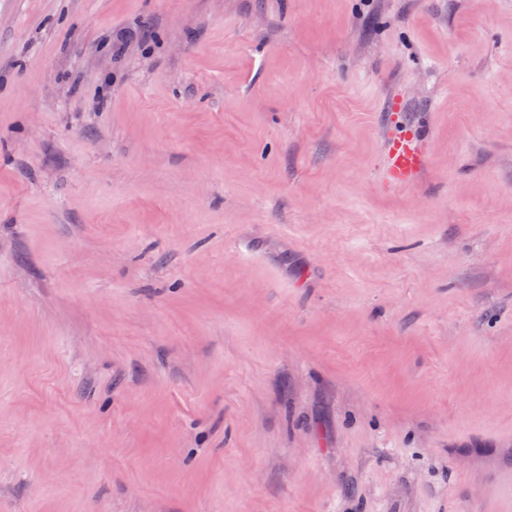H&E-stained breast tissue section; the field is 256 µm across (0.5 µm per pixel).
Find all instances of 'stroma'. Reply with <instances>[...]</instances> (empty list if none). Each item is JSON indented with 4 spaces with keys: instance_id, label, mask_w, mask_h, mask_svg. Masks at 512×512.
I'll list each match as a JSON object with an SVG mask.
<instances>
[{
    "instance_id": "obj_1",
    "label": "stroma",
    "mask_w": 512,
    "mask_h": 512,
    "mask_svg": "<svg viewBox=\"0 0 512 512\" xmlns=\"http://www.w3.org/2000/svg\"><path fill=\"white\" fill-rule=\"evenodd\" d=\"M0 512H512V0H0ZM426 170V152L417 130L404 126L387 140L383 182L388 187L419 181Z\"/></svg>"
}]
</instances>
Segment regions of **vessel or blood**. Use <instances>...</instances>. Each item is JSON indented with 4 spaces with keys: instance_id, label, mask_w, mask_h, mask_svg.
<instances>
[{
    "instance_id": "obj_1",
    "label": "vessel or blood",
    "mask_w": 512,
    "mask_h": 512,
    "mask_svg": "<svg viewBox=\"0 0 512 512\" xmlns=\"http://www.w3.org/2000/svg\"><path fill=\"white\" fill-rule=\"evenodd\" d=\"M426 169V152L422 138L413 127H403L387 140L383 182L396 187L418 182Z\"/></svg>"
}]
</instances>
